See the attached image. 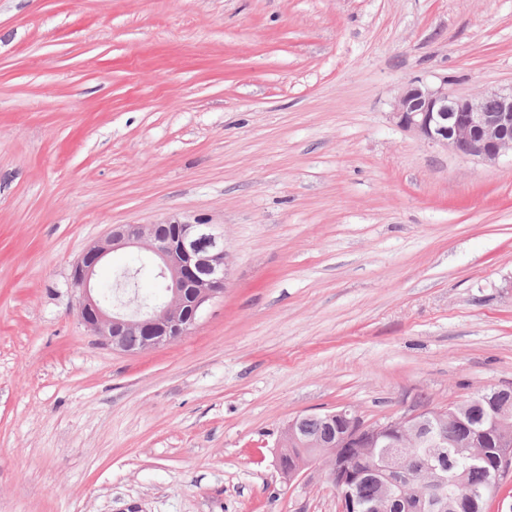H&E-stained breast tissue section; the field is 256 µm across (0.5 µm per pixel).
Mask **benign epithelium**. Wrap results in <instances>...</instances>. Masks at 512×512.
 <instances>
[{
    "instance_id": "benign-epithelium-1",
    "label": "benign epithelium",
    "mask_w": 512,
    "mask_h": 512,
    "mask_svg": "<svg viewBox=\"0 0 512 512\" xmlns=\"http://www.w3.org/2000/svg\"><path fill=\"white\" fill-rule=\"evenodd\" d=\"M393 116L402 129L424 142L447 149L461 157L494 165L512 156V86L489 89L473 98L448 91V82L433 86L422 80L404 85L395 102ZM138 247L149 251L157 276L168 292L160 308L146 307L134 299L120 306L103 302L91 286L96 267L113 250ZM224 235L213 224H115L108 238L83 253L74 264L71 287L78 293V316L88 332L105 345L122 350L123 336L139 331L142 349L169 344L192 332L199 312L224 294L229 270ZM491 402L495 409L494 434L500 455L487 468L484 496L500 489V478L512 466V390L496 389ZM332 428L331 451L324 454L329 465L326 477L335 489L341 512L357 510V487L365 477L382 475L398 484L410 473H423L433 495L422 500L429 512H473L477 499L462 494L452 499L444 492L447 475L430 466L425 457H437L448 447L445 423L457 421L454 413L441 409L392 419L384 423H363L348 406L325 414ZM425 449V456L413 458L405 467L400 449ZM363 448H387L383 465L373 463ZM317 455L292 457L278 465L285 479L293 481Z\"/></svg>"
}]
</instances>
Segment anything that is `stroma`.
Masks as SVG:
<instances>
[{"label":"stroma","mask_w":512,"mask_h":512,"mask_svg":"<svg viewBox=\"0 0 512 512\" xmlns=\"http://www.w3.org/2000/svg\"><path fill=\"white\" fill-rule=\"evenodd\" d=\"M416 79L512 85V0H0V512H340L289 420L512 388V160L397 126ZM157 222L227 286L104 347L72 266Z\"/></svg>","instance_id":"stroma-1"}]
</instances>
